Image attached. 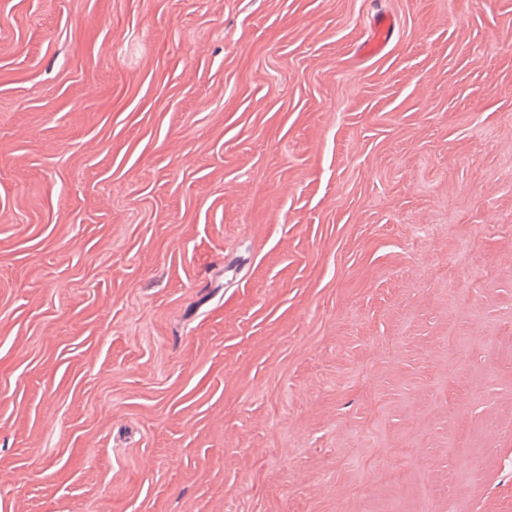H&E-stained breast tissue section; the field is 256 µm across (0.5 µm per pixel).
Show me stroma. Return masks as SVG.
<instances>
[{"mask_svg": "<svg viewBox=\"0 0 512 512\" xmlns=\"http://www.w3.org/2000/svg\"><path fill=\"white\" fill-rule=\"evenodd\" d=\"M0 512H512V0H0ZM394 25V19L389 16H380L371 21L368 37L362 44V51L368 55L380 53L387 46L389 32Z\"/></svg>", "mask_w": 512, "mask_h": 512, "instance_id": "35a3bbf8", "label": "stroma"}]
</instances>
